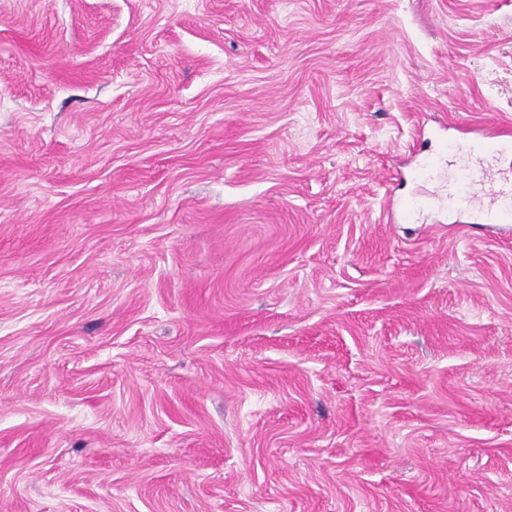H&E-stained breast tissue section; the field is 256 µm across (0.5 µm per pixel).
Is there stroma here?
Here are the masks:
<instances>
[{"mask_svg":"<svg viewBox=\"0 0 512 512\" xmlns=\"http://www.w3.org/2000/svg\"><path fill=\"white\" fill-rule=\"evenodd\" d=\"M490 122L512 0H0V512H512Z\"/></svg>","mask_w":512,"mask_h":512,"instance_id":"1","label":"stroma"}]
</instances>
